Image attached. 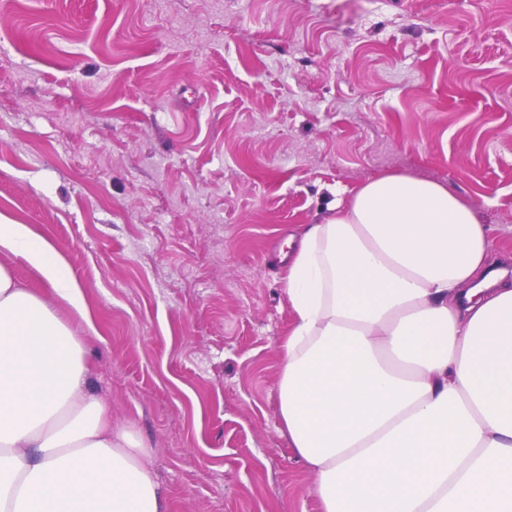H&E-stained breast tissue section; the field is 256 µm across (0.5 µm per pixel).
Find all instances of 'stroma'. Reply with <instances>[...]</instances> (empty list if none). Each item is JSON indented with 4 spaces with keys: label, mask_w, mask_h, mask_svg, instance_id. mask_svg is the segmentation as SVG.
<instances>
[{
    "label": "stroma",
    "mask_w": 512,
    "mask_h": 512,
    "mask_svg": "<svg viewBox=\"0 0 512 512\" xmlns=\"http://www.w3.org/2000/svg\"><path fill=\"white\" fill-rule=\"evenodd\" d=\"M439 181L512 281V0H0V215L65 259L88 387L174 512H321L279 413L290 236Z\"/></svg>",
    "instance_id": "35a3bbf8"
}]
</instances>
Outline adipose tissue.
<instances>
[{
  "label": "adipose tissue",
  "mask_w": 512,
  "mask_h": 512,
  "mask_svg": "<svg viewBox=\"0 0 512 512\" xmlns=\"http://www.w3.org/2000/svg\"><path fill=\"white\" fill-rule=\"evenodd\" d=\"M78 314L63 259L0 217ZM489 229L435 180L388 173L309 225L279 411L322 512H512V284ZM85 342L0 265V512H171L151 452L88 387Z\"/></svg>",
  "instance_id": "obj_1"
}]
</instances>
